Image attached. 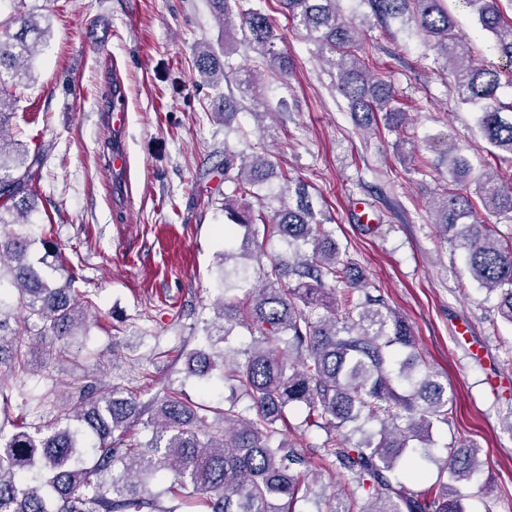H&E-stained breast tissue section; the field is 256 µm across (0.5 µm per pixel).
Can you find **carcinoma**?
Masks as SVG:
<instances>
[{"mask_svg":"<svg viewBox=\"0 0 512 512\" xmlns=\"http://www.w3.org/2000/svg\"><path fill=\"white\" fill-rule=\"evenodd\" d=\"M19 6L11 24L0 28V272L8 271L16 288L15 307L27 322L35 317L58 336L56 358L71 355L69 341L86 335L94 324L91 299L79 297L74 277L50 282L31 262L32 239L12 231L29 223L32 185L43 152L11 139L18 98L4 91L31 77L28 61L49 28ZM221 23L224 44L202 43L193 67L203 83L252 87L253 73L229 61V45L240 35L259 53L267 70L285 79L292 70L288 51L277 47L269 15L249 0H208ZM442 0H367L374 14L415 22L453 76L450 92L463 104L479 108L477 125L496 150L512 159V103L497 96L502 76L512 84V16L504 0H462L489 34L500 61L478 63L460 39ZM283 15L305 30L335 69V88L364 129L382 117L390 130L405 127L408 113L392 87L372 75L358 55L361 31L341 18L340 0H279ZM17 29H12V26ZM224 54V61L218 55ZM232 195L224 197L229 234L244 230L247 240L278 237L296 254L254 257L262 287L242 297H221L224 324L203 328L205 349L194 353L199 373L222 367L224 383L250 404L238 410L236 398L226 407L195 405L168 387L143 405L125 389H102L94 381L76 388L72 403L57 408L50 422L28 426L0 422V512H292L299 492L309 493L314 472L339 471L373 490L374 502L359 512H465L462 496L443 485L414 492L395 476L414 473L410 442L423 439L437 423H448L446 386L422 369L406 321L341 257L327 227L328 217L314 209L307 184L286 169L268 197L259 189L273 174L265 156H245L224 149L218 164ZM468 172L467 160L448 164L453 187L432 204L434 223L465 251L472 279L487 295L499 297L497 309L512 325V239L492 224L476 220V204L512 220V174L498 172L478 183V202L456 189ZM250 254L224 252V277L248 279L241 260ZM0 318V401L8 404L16 382L32 375V347L25 330L6 332ZM253 337L250 347L230 348L236 329ZM224 349H218L219 343ZM302 404L303 425L326 431L314 456L284 434L288 409ZM378 421L379 430L357 442L362 424ZM152 428L145 441L134 438L136 426ZM480 449L448 444L443 471L453 482H467L480 470ZM159 471L172 476V507L149 488Z\"/></svg>","mask_w":512,"mask_h":512,"instance_id":"obj_1","label":"carcinoma"}]
</instances>
